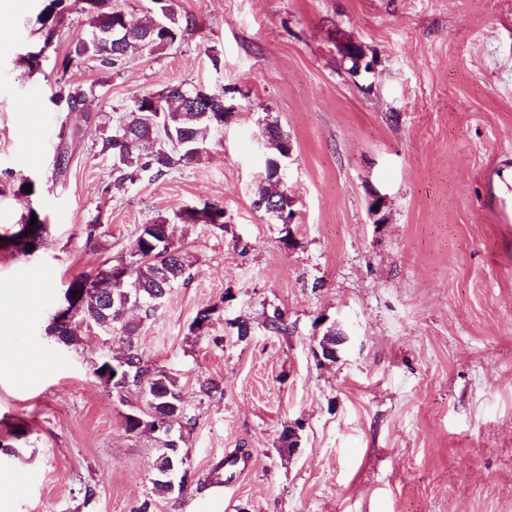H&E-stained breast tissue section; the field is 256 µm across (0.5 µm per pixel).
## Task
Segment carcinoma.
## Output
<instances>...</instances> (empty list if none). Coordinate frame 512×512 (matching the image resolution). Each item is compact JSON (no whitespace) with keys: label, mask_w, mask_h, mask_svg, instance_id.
<instances>
[{"label":"carcinoma","mask_w":512,"mask_h":512,"mask_svg":"<svg viewBox=\"0 0 512 512\" xmlns=\"http://www.w3.org/2000/svg\"><path fill=\"white\" fill-rule=\"evenodd\" d=\"M107 0H49L39 15L44 46L54 40L59 22L65 15L75 11L87 18L88 31L79 36L72 50L62 60V70H67L75 61L96 60L105 68L123 65L128 54L139 49L164 50L182 38L185 28L176 15L173 0L157 7L167 10L165 27L152 31L145 24L125 25L123 12L106 11ZM172 89L160 96H143L135 100L129 111L121 113L112 125L101 126L103 151L112 158L115 183L121 187L134 182L142 175L162 177L177 166L201 160L205 147L200 139L202 131L222 126L226 113L215 110L224 100V93H208V99L194 101L185 106H173L169 102ZM95 93L94 87L71 88L62 86L53 97V102L72 112L84 105L88 96ZM265 137L271 153L266 159L263 185L256 192L253 204L258 209L275 208L293 213V199L287 187L277 184L276 172L285 157L290 138L277 123L265 125ZM34 209H29L22 218V227L8 238L0 240V249L15 242L39 246L43 241L44 225L36 221L30 226ZM175 218L184 224L224 223V208L213 204L201 209L182 208ZM185 256L174 246L170 224L165 219L142 224L136 238L130 260L98 271L94 278L84 277L73 282L70 289L82 292V302L76 317L68 322L50 321L46 334L56 337L66 346L79 341L81 325L93 324L105 332L121 324L118 339L126 346V365L112 371L108 382L121 396L129 386L140 389L142 405L137 407L134 420L125 416L126 428L131 433L150 434L162 441L154 461L153 491L164 495L171 491L169 471L174 466L184 465L181 449L173 448L164 435L155 431L152 413H159L184 428L183 389L178 379L163 370L152 371L135 347L136 326L122 322L125 310L130 306L143 309L145 316L154 312L173 285L186 273ZM265 327L271 333L288 331V323L277 310L265 317Z\"/></svg>","instance_id":"carcinoma-1"}]
</instances>
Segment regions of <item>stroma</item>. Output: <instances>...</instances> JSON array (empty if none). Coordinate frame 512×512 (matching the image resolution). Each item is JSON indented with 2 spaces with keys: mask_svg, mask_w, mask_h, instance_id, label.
<instances>
[{
  "mask_svg": "<svg viewBox=\"0 0 512 512\" xmlns=\"http://www.w3.org/2000/svg\"><path fill=\"white\" fill-rule=\"evenodd\" d=\"M44 4L0 0V235L31 207L46 227L34 252L0 250V338L39 357L0 361V512H512V0H174L190 22L174 46L64 72L85 18L66 15L43 47ZM349 41L371 71L352 70ZM62 82L94 87L84 112L52 103ZM173 84L225 91L234 112L201 161L116 187L98 117ZM271 121L292 142L287 226L253 206ZM207 203L225 229L174 218ZM160 217L185 278L152 316L125 318L192 420L195 480L165 496L155 439L126 429L138 389L116 397L94 373L124 345L94 326L70 348L45 332L70 284L129 260ZM32 267L43 295L23 308ZM276 310L286 333L264 326ZM332 326L347 341L321 365ZM207 380L223 394L203 395ZM297 422L290 452L281 435ZM236 448L251 454L243 474L210 481Z\"/></svg>",
  "mask_w": 512,
  "mask_h": 512,
  "instance_id": "35a3bbf8",
  "label": "stroma"
}]
</instances>
